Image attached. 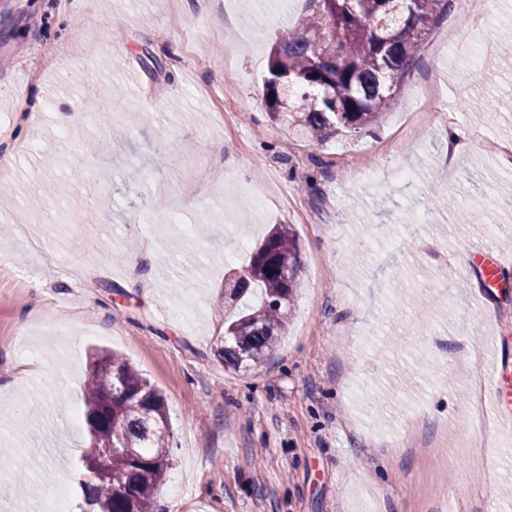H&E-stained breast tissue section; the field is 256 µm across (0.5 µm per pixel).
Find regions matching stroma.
Instances as JSON below:
<instances>
[{
  "label": "stroma",
  "instance_id": "1",
  "mask_svg": "<svg viewBox=\"0 0 512 512\" xmlns=\"http://www.w3.org/2000/svg\"><path fill=\"white\" fill-rule=\"evenodd\" d=\"M449 2L383 120L318 142L272 123L263 94L306 0H0L10 512L58 481L82 507L89 440L69 416L95 348L165 397L168 512H512V438L492 409L474 414L498 337L512 357V69L477 58L512 35V0H485L477 21ZM116 84L125 95L100 119ZM79 107L93 124L68 121ZM275 224L300 249L294 311L267 362L234 370L215 355L211 301L225 254L246 264L239 242ZM476 246L505 257L499 288Z\"/></svg>",
  "mask_w": 512,
  "mask_h": 512
}]
</instances>
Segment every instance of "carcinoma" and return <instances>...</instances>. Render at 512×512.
<instances>
[{"instance_id":"1","label":"carcinoma","mask_w":512,"mask_h":512,"mask_svg":"<svg viewBox=\"0 0 512 512\" xmlns=\"http://www.w3.org/2000/svg\"><path fill=\"white\" fill-rule=\"evenodd\" d=\"M298 28L276 38L265 91L272 119L321 141L339 126L377 124L409 73L431 24L448 0H307ZM301 259L286 224L253 248L248 265L224 273L217 307L224 322L219 357L239 368L261 365L287 326ZM83 398L90 444L112 449L92 465L79 459L83 500L101 512H158L155 492L171 462V432L159 391L121 355L97 351Z\"/></svg>"}]
</instances>
